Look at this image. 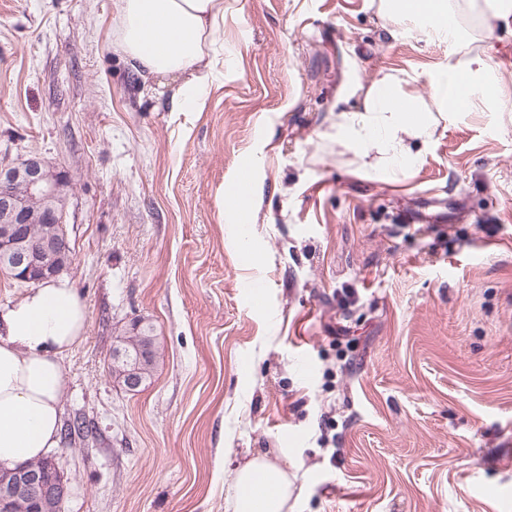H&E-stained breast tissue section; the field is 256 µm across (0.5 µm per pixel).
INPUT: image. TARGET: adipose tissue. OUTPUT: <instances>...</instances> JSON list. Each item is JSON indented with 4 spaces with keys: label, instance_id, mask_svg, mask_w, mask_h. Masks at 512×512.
Here are the masks:
<instances>
[{
    "label": "adipose tissue",
    "instance_id": "adipose-tissue-1",
    "mask_svg": "<svg viewBox=\"0 0 512 512\" xmlns=\"http://www.w3.org/2000/svg\"><path fill=\"white\" fill-rule=\"evenodd\" d=\"M478 11L487 30H512V0H378L377 12L392 37L416 30L430 40L465 44V28H448L449 14ZM224 0H118L112 50L143 79L177 76L174 111H196L218 78L215 34ZM439 108L424 109L409 89L410 77L390 70L363 92V109L336 118L337 147L352 153L361 172L391 181L419 167L441 121L457 115V95L468 108L497 99L499 84L480 53L449 55L429 74ZM86 305L64 279L33 288L0 308V468L47 455L61 443L60 400L66 391L64 358L82 343ZM233 512H289L295 487L280 460L257 455L232 473Z\"/></svg>",
    "mask_w": 512,
    "mask_h": 512
}]
</instances>
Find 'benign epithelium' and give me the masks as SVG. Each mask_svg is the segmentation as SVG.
Returning a JSON list of instances; mask_svg holds the SVG:
<instances>
[{
  "instance_id": "1",
  "label": "benign epithelium",
  "mask_w": 512,
  "mask_h": 512,
  "mask_svg": "<svg viewBox=\"0 0 512 512\" xmlns=\"http://www.w3.org/2000/svg\"><path fill=\"white\" fill-rule=\"evenodd\" d=\"M66 196L65 175L37 154L0 165L1 273L37 286L70 267L66 210L55 207ZM150 358L147 347L115 341L112 362L121 365L126 390L141 388ZM43 472L41 465L13 471L0 480V501L28 504L35 499L41 512H56L67 497V482L48 481Z\"/></svg>"
}]
</instances>
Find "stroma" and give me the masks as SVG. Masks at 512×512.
Returning <instances> with one entry per match:
<instances>
[{"label":"stroma","mask_w":512,"mask_h":512,"mask_svg":"<svg viewBox=\"0 0 512 512\" xmlns=\"http://www.w3.org/2000/svg\"><path fill=\"white\" fill-rule=\"evenodd\" d=\"M116 9L0 0V163L65 172L88 311L61 408L92 433L51 452L65 512H232L225 473L282 448L294 512H512V33L467 14L498 101L391 183L356 174L336 114L391 68L434 107L454 45L392 38L370 0H224L218 79L176 112L178 81L113 53ZM136 319L160 355L130 392L108 364Z\"/></svg>","instance_id":"stroma-1"}]
</instances>
